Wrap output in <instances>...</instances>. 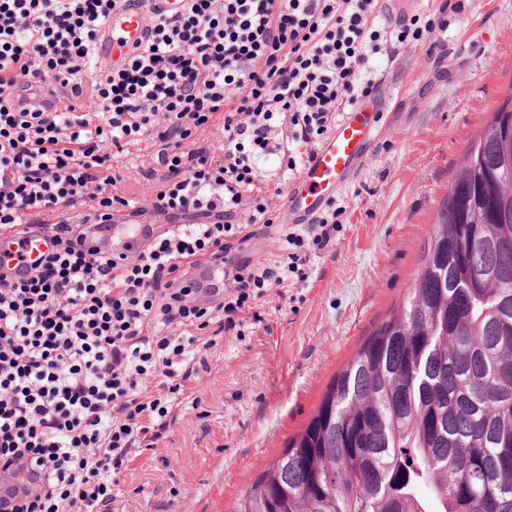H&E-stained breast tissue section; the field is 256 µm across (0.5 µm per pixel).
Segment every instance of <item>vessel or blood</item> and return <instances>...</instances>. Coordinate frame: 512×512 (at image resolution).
Wrapping results in <instances>:
<instances>
[{
	"mask_svg": "<svg viewBox=\"0 0 512 512\" xmlns=\"http://www.w3.org/2000/svg\"><path fill=\"white\" fill-rule=\"evenodd\" d=\"M187 0H121L103 25L96 43V55L112 67H121L148 38V12L159 6L178 13ZM375 137L372 118L364 105H357L316 147L301 176L291 185L286 205L291 223L305 224L322 210L354 176ZM165 229L164 223L139 219L133 207L113 211L111 222L91 227L84 240L89 250L115 257L139 253ZM52 245L39 231L18 237L0 230V251L10 252L4 271L12 279L27 277L31 265L49 252Z\"/></svg>",
	"mask_w": 512,
	"mask_h": 512,
	"instance_id": "obj_1",
	"label": "vessel or blood"
}]
</instances>
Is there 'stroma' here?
I'll use <instances>...</instances> for the list:
<instances>
[{
  "mask_svg": "<svg viewBox=\"0 0 512 512\" xmlns=\"http://www.w3.org/2000/svg\"><path fill=\"white\" fill-rule=\"evenodd\" d=\"M379 84L376 139L336 196L331 246L314 251L306 281L289 275L257 304L261 320L225 334L189 381L167 438L133 453L118 476L115 512H236L255 479L308 422L332 380L405 297L469 139L512 96V0H461L445 28L391 42L367 65ZM154 141L112 160L116 195L154 218L137 168ZM288 150L260 159L281 179L263 185L274 226L251 241L257 261L285 255Z\"/></svg>",
  "mask_w": 512,
  "mask_h": 512,
  "instance_id": "35a3bbf8",
  "label": "stroma"
}]
</instances>
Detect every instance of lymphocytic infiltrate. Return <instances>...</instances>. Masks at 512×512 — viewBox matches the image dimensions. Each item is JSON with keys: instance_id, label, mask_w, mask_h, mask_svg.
Segmentation results:
<instances>
[{"instance_id": "obj_1", "label": "lymphocytic infiltrate", "mask_w": 512, "mask_h": 512, "mask_svg": "<svg viewBox=\"0 0 512 512\" xmlns=\"http://www.w3.org/2000/svg\"><path fill=\"white\" fill-rule=\"evenodd\" d=\"M121 0H0V229L19 232L47 211L97 202L103 219L120 182L112 150L152 135L142 169L153 206L182 213L136 259L82 247L83 225H48L52 250L20 281L0 275V464L31 470L40 489L22 512H112L128 455L152 448L176 422L184 385L206 352L237 330L267 288L302 273L305 243L323 250L335 209L287 236L284 262L258 265L245 247L273 220L256 196V161L275 154L273 123L317 143L341 107L375 94L359 70L382 39L421 40L434 19L369 25L372 0H187L150 14L151 38L120 69L95 60L98 34ZM97 109H27L41 85ZM223 114V161L196 131ZM219 263L230 298L187 287Z\"/></svg>"}]
</instances>
